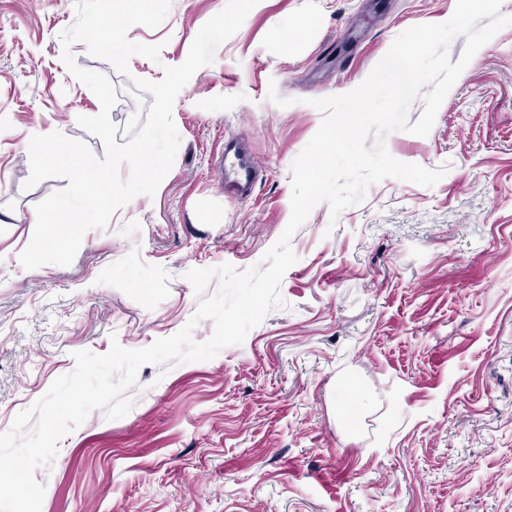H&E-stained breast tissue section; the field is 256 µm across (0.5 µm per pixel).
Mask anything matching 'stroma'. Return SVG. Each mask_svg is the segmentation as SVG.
Segmentation results:
<instances>
[{"label": "stroma", "instance_id": "1", "mask_svg": "<svg viewBox=\"0 0 512 512\" xmlns=\"http://www.w3.org/2000/svg\"><path fill=\"white\" fill-rule=\"evenodd\" d=\"M226 4L172 0L158 28L132 26L130 40L162 50L132 57L127 77L73 45L116 88L117 143L132 77L181 64ZM455 4L260 0L178 94L181 142L156 194L88 231L71 265L27 270L28 217L68 185L26 188L30 140L58 131L103 156L77 123L101 105L62 59L74 0H0V433L74 352L179 331L199 304L189 269L258 263L324 118L310 99L354 90L398 35ZM236 139L258 171L246 196L223 174ZM386 145L447 172L432 187L372 184L334 224L317 205L291 238L283 306L211 360L142 366L127 415L93 411L36 471L42 512H512V26L476 53L427 136Z\"/></svg>", "mask_w": 512, "mask_h": 512}]
</instances>
